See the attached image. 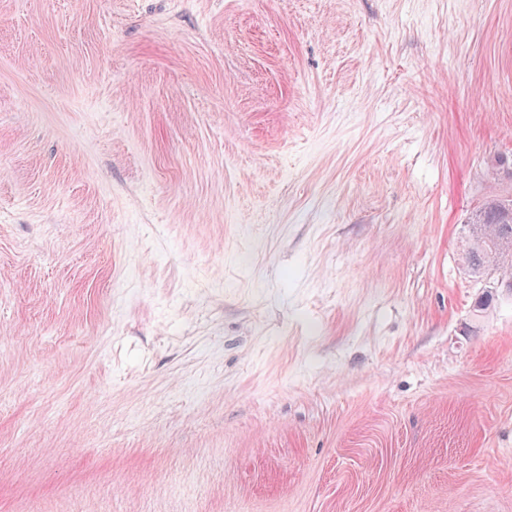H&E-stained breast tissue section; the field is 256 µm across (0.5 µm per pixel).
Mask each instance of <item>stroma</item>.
I'll return each mask as SVG.
<instances>
[{
  "label": "stroma",
  "mask_w": 512,
  "mask_h": 512,
  "mask_svg": "<svg viewBox=\"0 0 512 512\" xmlns=\"http://www.w3.org/2000/svg\"><path fill=\"white\" fill-rule=\"evenodd\" d=\"M501 157L512 0H0V512H512ZM471 224H479L474 230ZM462 260L468 273L481 278L491 272L502 280L497 288H512V204L497 198L487 201L467 225ZM509 280V281H503Z\"/></svg>",
  "instance_id": "obj_1"
}]
</instances>
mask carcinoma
Wrapping results in <instances>:
<instances>
[{
    "label": "carcinoma",
    "mask_w": 512,
    "mask_h": 512,
    "mask_svg": "<svg viewBox=\"0 0 512 512\" xmlns=\"http://www.w3.org/2000/svg\"><path fill=\"white\" fill-rule=\"evenodd\" d=\"M477 228L467 231L462 260L468 273L481 278L491 272L512 280V204L493 198L474 215Z\"/></svg>",
    "instance_id": "carcinoma-1"
}]
</instances>
